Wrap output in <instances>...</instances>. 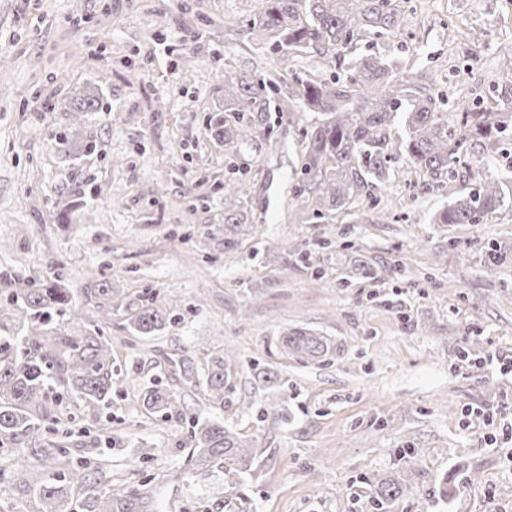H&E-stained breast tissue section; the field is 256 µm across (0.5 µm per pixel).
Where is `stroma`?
I'll use <instances>...</instances> for the list:
<instances>
[{
  "label": "stroma",
  "instance_id": "obj_1",
  "mask_svg": "<svg viewBox=\"0 0 512 512\" xmlns=\"http://www.w3.org/2000/svg\"><path fill=\"white\" fill-rule=\"evenodd\" d=\"M399 7L405 32L360 40L351 56L387 55L441 90L471 88L466 107L490 104L512 51V0ZM258 8L0 0V271L46 281L63 264L66 328L103 327L117 369L110 405L63 398L41 443L64 441L99 490L148 489L154 512H377L375 487L394 477L407 491L389 512H512V373L489 363L512 361V208L479 224L433 223L452 188L426 191L399 165L378 194L401 221L295 223L297 119L272 114L268 134L237 153L205 128L224 106L225 68H322L316 54L272 55L231 26ZM93 97L97 109L74 111ZM232 156L251 181L254 230L228 252ZM493 242L508 265H485ZM102 280L112 298H86ZM147 291L176 299L179 317L141 338L125 324ZM298 328L335 352L318 363L289 355L281 338ZM226 350L237 385L220 405L167 362L201 367ZM157 385L180 392L183 416L144 407ZM196 415L252 444L249 474L189 463ZM13 454L0 449V512H38Z\"/></svg>",
  "mask_w": 512,
  "mask_h": 512
}]
</instances>
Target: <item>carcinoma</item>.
I'll return each mask as SVG.
<instances>
[{"label": "carcinoma", "instance_id": "obj_1", "mask_svg": "<svg viewBox=\"0 0 512 512\" xmlns=\"http://www.w3.org/2000/svg\"><path fill=\"white\" fill-rule=\"evenodd\" d=\"M402 11L394 0H260L258 11L244 19L224 20L261 42L272 53L312 49L334 65L330 76H301L292 71L288 107H283L278 82L257 69L224 70V109L210 114L206 129L224 144L253 141L256 125L272 112L288 111L306 121L304 147L293 194L302 201L296 220L310 224L347 213L356 220L377 224L385 218L380 201L375 214L359 208L373 199L374 190L403 163L422 175L429 190L459 183L456 195L434 216L436 224H479L508 201L500 183L488 176L501 154L502 134L512 131V55L500 65L497 95L491 104L452 112L443 91L401 75L382 54L345 61L346 50L367 37L387 40L401 32ZM404 134L394 132L396 119ZM247 171L230 164L224 178V250H234L249 227ZM9 292V305L28 323L27 330L0 336V448L25 450L16 464L30 459L63 460L61 447L39 444L44 424L54 420L58 388L81 401L106 404L112 392V350L97 325L70 334L60 333L59 321L70 309V288L61 270L50 282L0 275V292ZM174 303L158 302L149 292L128 318L135 335L152 337L175 321ZM285 349L306 362H318L333 346L325 337L293 330L283 336ZM180 372L209 398L224 402L233 389L236 358L225 352L211 357L207 372L178 359ZM143 405L172 417L182 400L171 390L146 391ZM189 461L208 471L221 468L238 476L252 464L253 448L233 429L212 419L197 420L189 441ZM63 478L84 490L80 501L62 487L36 483L41 512H148L149 496L130 489L105 493L85 467L66 464ZM406 492L391 480L378 484L377 506L387 505Z\"/></svg>", "mask_w": 512, "mask_h": 512}]
</instances>
